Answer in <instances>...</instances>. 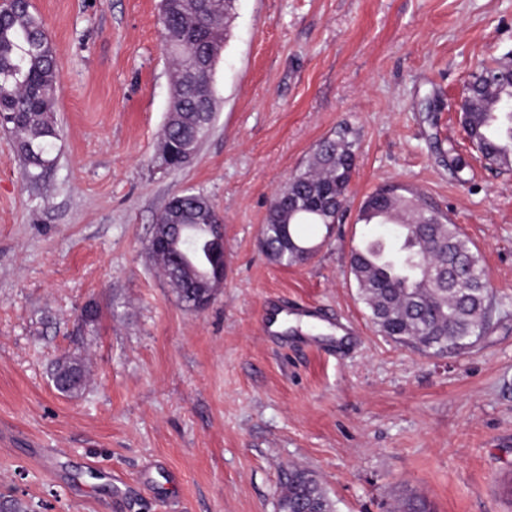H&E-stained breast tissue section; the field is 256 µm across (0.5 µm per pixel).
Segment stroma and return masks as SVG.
<instances>
[{
	"mask_svg": "<svg viewBox=\"0 0 512 512\" xmlns=\"http://www.w3.org/2000/svg\"><path fill=\"white\" fill-rule=\"evenodd\" d=\"M30 2L60 136L33 186L0 127V495L44 512H277L301 468L335 512H512V170L458 109L476 63L512 52V0H238L214 121L178 169L161 161L160 0ZM342 127L357 143L342 223L303 226L306 263L270 260L275 192ZM384 184L417 190L480 252L492 320L466 353H419L369 320L349 259ZM185 190L224 224V282L197 311L147 250ZM277 298L321 309L315 341L262 333ZM66 356L86 372L75 396L51 378Z\"/></svg>",
	"mask_w": 512,
	"mask_h": 512,
	"instance_id": "stroma-1",
	"label": "stroma"
}]
</instances>
